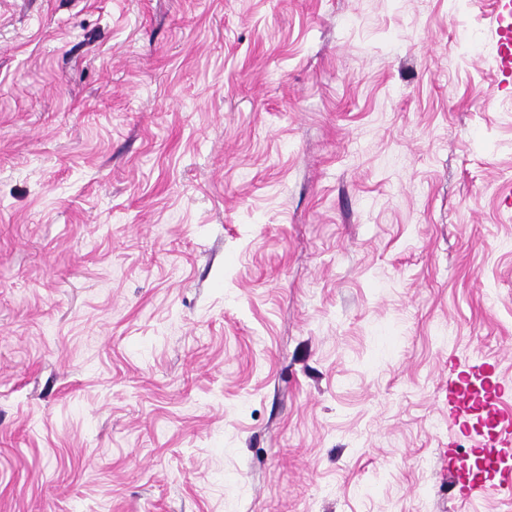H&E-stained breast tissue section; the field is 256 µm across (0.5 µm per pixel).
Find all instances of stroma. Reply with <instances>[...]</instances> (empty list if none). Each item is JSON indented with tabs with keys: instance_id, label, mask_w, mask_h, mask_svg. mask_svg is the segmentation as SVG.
Instances as JSON below:
<instances>
[{
	"instance_id": "35a3bbf8",
	"label": "stroma",
	"mask_w": 512,
	"mask_h": 512,
	"mask_svg": "<svg viewBox=\"0 0 512 512\" xmlns=\"http://www.w3.org/2000/svg\"><path fill=\"white\" fill-rule=\"evenodd\" d=\"M501 0H0V512H512ZM502 400L499 395L496 396L495 403L486 411L488 418L491 420L492 429L499 427V430L489 440H485L484 435L479 433L474 447L481 448V460L492 467L503 456H509L504 448L512 445V409L511 406L506 410L501 406ZM499 473V480L496 483H487L481 475H475L473 480L470 482L468 493L471 496L478 494H485L491 491H502L506 490L511 492L512 488V470H497Z\"/></svg>"
}]
</instances>
